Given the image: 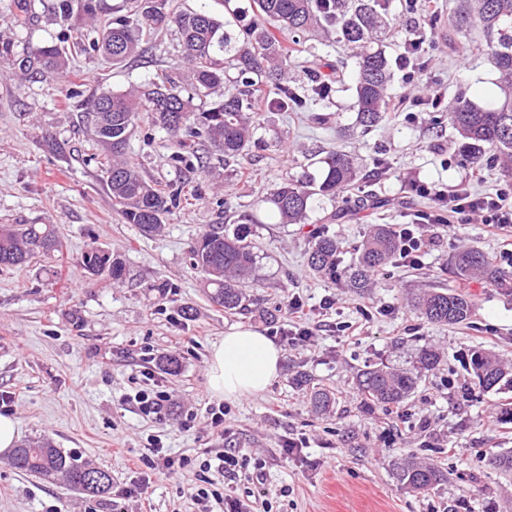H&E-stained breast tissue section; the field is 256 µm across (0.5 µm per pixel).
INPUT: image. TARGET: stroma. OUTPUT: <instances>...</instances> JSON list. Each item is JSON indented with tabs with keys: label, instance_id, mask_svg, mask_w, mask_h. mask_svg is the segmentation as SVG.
<instances>
[{
	"label": "stroma",
	"instance_id": "stroma-1",
	"mask_svg": "<svg viewBox=\"0 0 512 512\" xmlns=\"http://www.w3.org/2000/svg\"><path fill=\"white\" fill-rule=\"evenodd\" d=\"M59 0H0V224H51L60 252L22 267L0 268V415L18 422L21 439L50 438L79 461L108 471L112 489L89 497L52 481L19 473L0 454V512H139L143 488L153 512H215V502L192 494L208 475L204 460L243 448L263 466L260 480L242 474L221 479V492L255 500V512H512V478L479 468L486 450H512V425L498 421L512 390L479 389L463 369L471 349L494 350L512 361V292L480 277L459 275L451 258L460 246L496 257L497 239L483 225L441 224L425 234L418 266L393 264L359 292L344 281L314 275L307 264L309 231L321 223L261 224L254 240L261 255L259 288L249 310L227 313L201 288V275L188 264L192 242L208 225L238 219L282 177L300 174L314 155L340 149L355 155L374 175L378 208H348L329 227L340 243L343 264L370 224H407L429 202L408 193L409 180L454 183L467 169L458 163L450 127L429 125L424 112H400L396 122L367 134L349 131L352 94L336 93L329 122L314 109L264 112L262 134L269 145L241 165L218 161L192 173L198 196L173 209L161 233L142 235L125 223L100 180L105 151L78 121L88 100L104 92L145 84L160 68L182 64L175 30L147 36L137 57L116 64L102 55L80 53L78 43L94 24L134 12L133 0H93V14L75 6L62 19ZM69 53L67 79L22 74L13 58L46 43ZM481 29L447 36L435 28L426 44L434 83L408 82L395 74V98L446 99L463 95L484 106L500 96L485 55ZM65 150L50 153L44 132ZM281 144H273V137ZM174 151L164 131L139 126L127 149L146 177L167 182L178 176ZM384 159L377 167L376 159ZM97 245L122 256V283L90 276L82 253ZM167 283L159 293L156 283ZM426 286L468 295L473 317L467 325H433L406 305L405 291ZM313 307L320 327L306 342L284 347L280 371L263 393L232 402L223 427L211 424L217 398L208 389L213 343L233 326L263 334L287 327L291 298ZM196 311L185 319L183 307ZM442 352L440 370L427 375L402 412L387 415L362 408L355 386L366 367L404 363L422 344ZM175 358L177 373L164 370ZM152 373L170 398L163 419L144 417L132 396ZM310 383L300 386L298 375ZM336 395L331 413H314L310 392ZM308 443L286 454L281 442ZM415 453L441 462L448 481L426 495L401 488L392 473L395 455ZM187 457L178 474L165 475L164 457Z\"/></svg>",
	"mask_w": 512,
	"mask_h": 512
}]
</instances>
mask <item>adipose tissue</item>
<instances>
[{
  "label": "adipose tissue",
  "instance_id": "1",
  "mask_svg": "<svg viewBox=\"0 0 512 512\" xmlns=\"http://www.w3.org/2000/svg\"><path fill=\"white\" fill-rule=\"evenodd\" d=\"M281 358V349L261 332L231 327L211 348L209 389L229 401L262 393L277 377Z\"/></svg>",
  "mask_w": 512,
  "mask_h": 512
}]
</instances>
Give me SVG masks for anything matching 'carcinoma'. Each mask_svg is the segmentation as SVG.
Wrapping results in <instances>:
<instances>
[{
    "mask_svg": "<svg viewBox=\"0 0 512 512\" xmlns=\"http://www.w3.org/2000/svg\"><path fill=\"white\" fill-rule=\"evenodd\" d=\"M224 12L236 22L235 34L227 23L210 13L181 11L172 0H137L136 17L119 16L95 27L89 49L121 63L139 53L145 30L177 28L182 39L186 82L161 70L148 83L129 91L107 92L95 97L84 118L98 142L111 156L102 164L103 179L112 201L127 224H135L146 236L162 229L171 210L187 200L182 179L159 185L146 179L126 157V147L141 120L159 128L178 151L175 166L190 171L204 166L206 155L238 164L252 148L266 141L257 136L259 112H291L307 102H331L344 85V74L326 75L321 60H307L311 87L302 92L289 84L292 54L288 36L309 37L343 43L355 59L350 85L355 112L353 128L364 133L393 118L391 85L395 59L387 53L392 37L391 0H224ZM479 25L487 36L485 55L498 76L500 101L478 107L458 97L446 112L429 113L434 125L448 123L460 141L462 164L491 166L499 163L503 176L512 179V0H457L448 14V30L457 34ZM30 74H64V47L46 44L15 60ZM199 103H194V100ZM366 175L351 155L334 149L309 164L298 176L282 179L271 192L257 200L252 224L267 217L276 224H305L317 209L336 206L341 192L353 189L362 206L378 204L365 191ZM61 241L52 224H1L0 267L22 266L34 255L59 250ZM336 236L316 228L311 236L308 264L319 276L336 279L341 265ZM399 252L392 224H371L364 233L353 264L344 267L347 287L365 291L373 276ZM190 267L203 275L210 300L224 311H245L247 289L259 286V255L246 224H214L193 243ZM83 267L92 275H108L121 281L125 263L120 255L98 246L81 255ZM462 275H482L502 287H512V273L473 248L455 256ZM413 309L428 323L453 325L470 319L473 304L466 296L430 288L411 298ZM442 360L438 349L421 346L404 366L381 364L356 376V389L363 407L388 409L400 406L415 391L421 376L436 369ZM475 384L485 391L512 388V365L493 352L474 350L464 363ZM487 468L512 475V451L489 450L480 457ZM9 464L42 477H63L68 486L91 497H102L112 489V476L105 470L80 463L64 454L48 438L32 439L16 447ZM393 471L403 489L427 493L448 480V472L413 455L394 460Z\"/></svg>",
    "mask_w": 512,
    "mask_h": 512,
    "instance_id": "carcinoma-1",
    "label": "carcinoma"
}]
</instances>
